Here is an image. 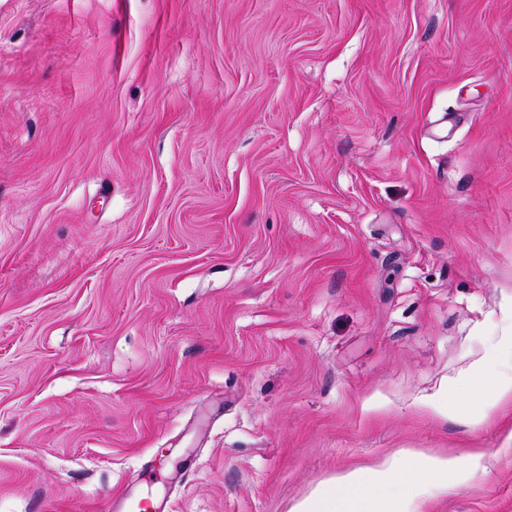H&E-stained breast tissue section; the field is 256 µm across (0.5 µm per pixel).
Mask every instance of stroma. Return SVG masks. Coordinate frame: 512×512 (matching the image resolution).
<instances>
[{
    "mask_svg": "<svg viewBox=\"0 0 512 512\" xmlns=\"http://www.w3.org/2000/svg\"><path fill=\"white\" fill-rule=\"evenodd\" d=\"M497 380L512 0H0V512L476 449L425 512H512ZM512 401V380L494 381L483 390L474 393L468 403L473 407L474 416L488 420L500 404Z\"/></svg>",
    "mask_w": 512,
    "mask_h": 512,
    "instance_id": "stroma-1",
    "label": "stroma"
}]
</instances>
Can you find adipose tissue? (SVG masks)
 Segmentation results:
<instances>
[{
  "label": "adipose tissue",
  "instance_id": "obj_1",
  "mask_svg": "<svg viewBox=\"0 0 512 512\" xmlns=\"http://www.w3.org/2000/svg\"><path fill=\"white\" fill-rule=\"evenodd\" d=\"M406 470L405 489L393 492V479ZM458 473L461 482H469L481 473L478 462L460 467L445 455L417 454L414 463L401 467L392 458L375 466L356 467L328 478L296 501L290 512H421L423 504L436 495L455 490L450 473ZM459 481V482H460Z\"/></svg>",
  "mask_w": 512,
  "mask_h": 512
}]
</instances>
